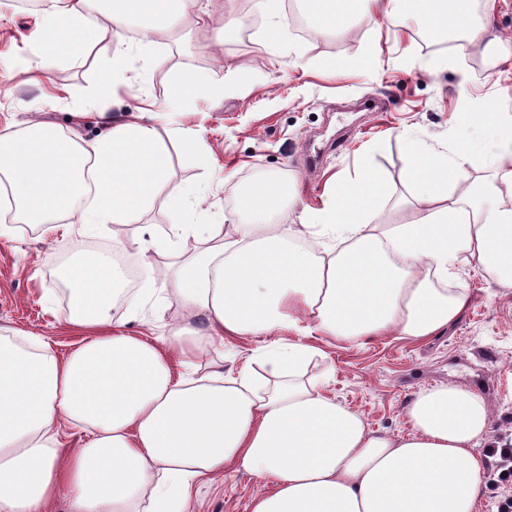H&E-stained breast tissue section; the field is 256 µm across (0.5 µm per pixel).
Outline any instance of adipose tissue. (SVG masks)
Wrapping results in <instances>:
<instances>
[{
  "label": "adipose tissue",
  "mask_w": 512,
  "mask_h": 512,
  "mask_svg": "<svg viewBox=\"0 0 512 512\" xmlns=\"http://www.w3.org/2000/svg\"><path fill=\"white\" fill-rule=\"evenodd\" d=\"M91 2L42 0L35 76L109 40L112 71L88 105L110 129L87 140L36 113L22 132L1 130L12 224H39L48 235L136 225L137 245H149L171 275L182 319L156 339L127 332L111 318L122 271L84 254L60 273L63 316L85 332L67 355L48 337L20 342L0 328V512H49L60 497L68 512H188L198 480L241 472L262 482L251 512H479L486 466L476 448L501 445L483 396L450 383L426 388L403 407L406 434L372 430L309 374L321 355L309 339L439 335L469 303L466 289L449 285L463 267L512 288V206L495 184L512 181V139L483 137L450 155L404 138L411 192L396 200L369 164L334 180L322 208L298 214L294 185L241 181L234 222L204 224L201 192L171 185L162 114L110 115L130 20L142 19V44H163L190 27L188 0H110L105 30L86 21ZM466 2L308 0L321 33L347 28L358 13L407 15L428 31L498 42L491 24L471 25ZM483 150L490 172L476 176L473 156ZM162 195L176 222L157 235L142 219ZM387 199L405 220L379 221ZM293 217L342 250L292 246L280 228ZM189 238L190 254L181 247ZM284 332L293 340H281ZM227 336L260 341L254 362L225 369L216 347ZM69 428L83 441L66 452Z\"/></svg>",
  "instance_id": "obj_1"
}]
</instances>
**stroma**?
<instances>
[{"mask_svg": "<svg viewBox=\"0 0 512 512\" xmlns=\"http://www.w3.org/2000/svg\"><path fill=\"white\" fill-rule=\"evenodd\" d=\"M469 8L474 14L492 11L499 44L429 50L412 20L392 25L361 15L346 30L302 37L294 9L284 6L285 38L277 51L267 48L262 24L245 39L234 31L225 34L222 58L241 66L230 72L205 49L214 37L210 18L175 44L147 48L132 36L112 115L126 119L170 110L176 126L204 136L210 148L206 164L169 137L167 126L158 128L172 157L173 184L205 186L206 224L231 223L239 207L236 182L259 172L297 179L300 206L321 207L330 179L354 175L367 150L396 194H404L409 183L401 134L453 151L476 135L478 113L497 111L503 127L512 126V0H470ZM42 21L41 10L0 0V129H22L41 107L54 124H76L84 138H97L105 128L88 114L87 102L110 63V43L58 61L50 79L37 82V49L28 37ZM187 70L211 74L224 84V94L172 103L173 84ZM135 235L132 224L87 238L47 237L37 225H15L11 238H0V327L49 337L59 355L68 354L81 335L63 320L59 269L87 245L106 258L120 250L146 264L152 254L134 245ZM455 285L469 290L471 303L443 334L423 341L384 336L344 346L315 339L324 352L318 368L334 370L331 392L362 413L370 428L403 432V404L422 389L450 381L479 391L495 434L512 439V289L468 267ZM180 317L166 284L145 314L132 316L125 328L153 339L167 335ZM259 486L246 473L201 484L194 512H250Z\"/></svg>", "mask_w": 512, "mask_h": 512, "instance_id": "1", "label": "stroma"}]
</instances>
